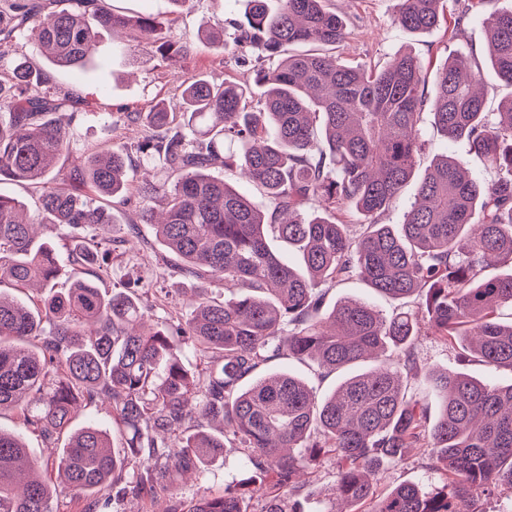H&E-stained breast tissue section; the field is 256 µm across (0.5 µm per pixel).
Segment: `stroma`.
I'll list each match as a JSON object with an SVG mask.
<instances>
[{"label": "stroma", "instance_id": "obj_1", "mask_svg": "<svg viewBox=\"0 0 512 512\" xmlns=\"http://www.w3.org/2000/svg\"><path fill=\"white\" fill-rule=\"evenodd\" d=\"M107 3L113 12L126 16L152 13L171 19V38L194 47L181 63L182 73L201 74L217 84L227 79L241 84L253 83L252 70L235 67L231 58L235 24L243 19L247 0H189L187 6L178 10L173 8L170 0H107ZM327 7L346 22L345 40L336 50L338 60L344 64L385 62L396 52L409 49L420 58L427 75L432 76L448 56L463 54L479 61L484 58V14L471 8L470 0H445L446 24L422 36L413 35L395 24L398 0H328ZM464 11L469 14L464 30L462 34H453L452 25ZM206 27L223 29L225 59L196 48L197 34ZM19 51L46 73L50 86L62 92H75L83 100L82 111L77 116L72 117L65 112L58 115L61 123L69 124L73 137L68 152L61 156L51 172L55 178L87 148L96 145L109 147L136 138L137 131L133 128L110 131L101 120V113L144 112L158 100L175 94L171 70L156 56L154 45L149 40L144 41L135 53L128 54L114 49L111 32H104L97 47L96 62L73 70L52 66L31 43L20 42ZM164 254L160 244L148 240L139 246L133 258L109 260L104 267L103 279L109 288L120 290L150 275L154 278V285L147 293L149 302L163 299L172 303L182 302L189 293L185 290L172 291L170 279L161 273ZM415 348L421 364L449 368L495 385L512 382V370L493 369L474 359L459 360L456 350L430 334L418 336ZM428 463L426 449H409L403 463L381 472L380 489L388 490L410 482L428 491L441 486V474L429 469ZM248 477L242 458L230 453L217 465L180 478L177 498L186 501L217 492L226 486L244 482Z\"/></svg>", "mask_w": 512, "mask_h": 512}]
</instances>
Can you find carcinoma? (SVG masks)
<instances>
[{"mask_svg":"<svg viewBox=\"0 0 512 512\" xmlns=\"http://www.w3.org/2000/svg\"><path fill=\"white\" fill-rule=\"evenodd\" d=\"M101 0H0V182L41 184L68 150V129L45 119L75 112L80 100L49 86L46 75L17 56L33 43L60 68L93 56L98 29L125 34L123 50L155 37L162 61L190 48L163 35L169 22L109 12ZM238 25L233 60L254 64L262 88L221 84L199 75L178 79V103L112 120L140 126L131 153L122 146L79 156L62 186L43 188L37 217L0 192V411L47 439L63 437L56 470L75 496L111 489L149 504V512H301L300 477L323 457L338 466L335 499L349 512H486L473 489L491 485L512 500V384L490 385L418 363L421 324L491 368L512 369V97L489 112L480 70L466 56L448 58L433 80L420 59L396 53L384 66L351 65L300 44L339 46L345 22L324 0H249ZM444 0H400L396 22L426 33L443 18ZM489 68L512 85V10L485 12ZM201 44L224 51L222 33ZM497 173L487 183L462 156L438 153L418 182L399 224L381 218L395 208L430 147L425 126ZM236 145L224 151V143ZM146 161L169 173L162 184L134 185L130 164ZM234 168L273 202L262 210L236 186L212 174ZM139 207L138 222L116 241L98 232L114 223L98 198ZM361 216L357 224L339 219ZM50 224L73 248L67 261L32 227ZM174 256L171 272L199 283L186 317L156 314L135 290L99 285L107 257L122 256L140 225ZM360 279L417 310L385 318L371 304L344 300L329 308L328 287ZM215 284L232 289L222 301ZM33 291L28 302L1 287ZM201 369L183 365V347ZM379 354L370 370L317 395L306 379L281 370L254 375L285 356L326 375ZM423 375V395L403 381ZM107 404L115 431L90 423L72 430L74 408ZM215 431L188 433L196 411ZM237 450L249 482L197 498L189 507H158L157 490ZM430 449L442 486L401 484L382 495L381 468ZM51 485L38 473L17 430L0 428V512H56Z\"/></svg>","mask_w":512,"mask_h":512,"instance_id":"carcinoma-1","label":"carcinoma"}]
</instances>
